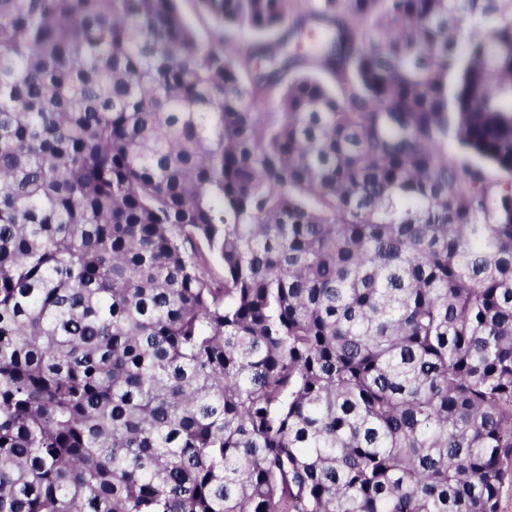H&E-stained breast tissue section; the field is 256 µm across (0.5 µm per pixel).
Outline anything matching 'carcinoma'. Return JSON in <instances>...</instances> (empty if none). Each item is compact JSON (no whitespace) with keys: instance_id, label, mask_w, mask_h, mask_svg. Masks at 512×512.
Returning a JSON list of instances; mask_svg holds the SVG:
<instances>
[{"instance_id":"carcinoma-1","label":"carcinoma","mask_w":512,"mask_h":512,"mask_svg":"<svg viewBox=\"0 0 512 512\" xmlns=\"http://www.w3.org/2000/svg\"><path fill=\"white\" fill-rule=\"evenodd\" d=\"M197 3L0 0V512H499L512 0ZM179 5L182 15L193 26L198 39L204 45L216 43L218 28L210 17L198 10L196 0H180ZM313 3V0H288V9L290 12V26L297 28L299 41L303 47L309 46L305 41L310 31L309 26L297 25L300 20V16L304 15L308 10L309 6Z\"/></svg>"}]
</instances>
